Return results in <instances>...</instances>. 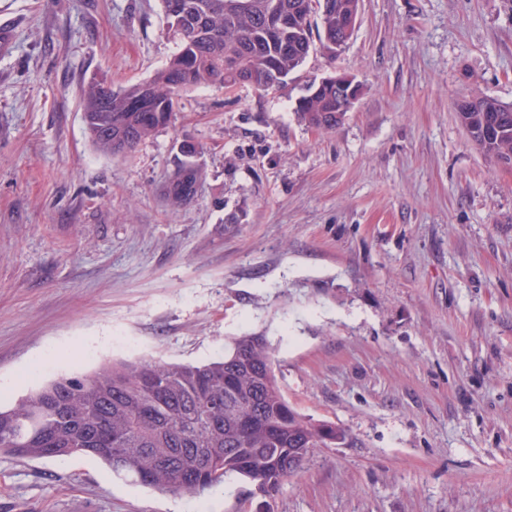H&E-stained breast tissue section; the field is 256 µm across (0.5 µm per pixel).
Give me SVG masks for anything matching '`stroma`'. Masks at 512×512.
Returning a JSON list of instances; mask_svg holds the SVG:
<instances>
[{
    "instance_id": "1",
    "label": "stroma",
    "mask_w": 512,
    "mask_h": 512,
    "mask_svg": "<svg viewBox=\"0 0 512 512\" xmlns=\"http://www.w3.org/2000/svg\"><path fill=\"white\" fill-rule=\"evenodd\" d=\"M0 406L107 362L200 364L267 336L289 404L336 424L279 493L132 485L97 459L0 455V512H512V166L455 115L512 105V0H360L335 57L287 85L183 93L126 155L81 87L176 50L161 0H0ZM339 72L330 132L294 113ZM191 202L166 198L182 142ZM316 81L308 86L307 94L296 102L295 112L299 120L310 128L330 132L336 129V122L344 120L362 93V85L353 76L335 74L322 78L317 83L314 95L322 87L336 91V99L330 91H320L314 97H306L314 89ZM336 105V110H334ZM332 111V112H331Z\"/></svg>"
}]
</instances>
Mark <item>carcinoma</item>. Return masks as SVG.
<instances>
[{"mask_svg":"<svg viewBox=\"0 0 512 512\" xmlns=\"http://www.w3.org/2000/svg\"><path fill=\"white\" fill-rule=\"evenodd\" d=\"M162 0L167 31L176 44L169 61L148 79L114 90L104 80L81 89L85 129L95 148L127 154L166 126L183 92L229 87L243 73L261 70L268 91L287 82L313 46L311 16L319 14L321 49H336L341 15L359 0ZM288 15V27L267 25L271 10ZM480 112H458L463 129H481L486 111L498 116L489 137L472 143L484 155L512 162V109L477 97ZM336 99L329 91L298 99L295 112L310 128L336 129ZM197 171L180 163L167 186L173 206L192 200ZM264 336L234 339L220 360L205 364L108 363L91 375L57 378L4 409L0 454L25 458L83 454L97 458L134 484L173 495H205L232 476L250 494L272 499L310 452L346 438L331 423L299 414L272 370Z\"/></svg>","mask_w":512,"mask_h":512,"instance_id":"1","label":"carcinoma"}]
</instances>
